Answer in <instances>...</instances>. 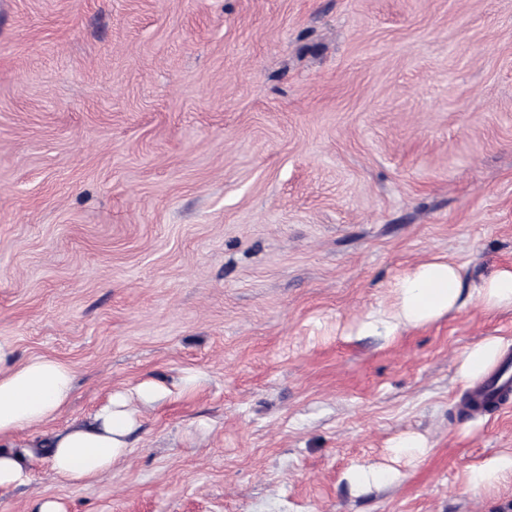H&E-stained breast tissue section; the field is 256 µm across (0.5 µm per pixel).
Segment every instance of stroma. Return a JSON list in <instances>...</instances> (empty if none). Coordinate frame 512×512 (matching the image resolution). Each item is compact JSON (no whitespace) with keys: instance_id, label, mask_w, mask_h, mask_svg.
Masks as SVG:
<instances>
[{"instance_id":"1","label":"stroma","mask_w":512,"mask_h":512,"mask_svg":"<svg viewBox=\"0 0 512 512\" xmlns=\"http://www.w3.org/2000/svg\"><path fill=\"white\" fill-rule=\"evenodd\" d=\"M435 256L512 267V0H0V341L75 374L14 441L170 391L110 471L36 459L0 512H512L464 484L512 397L462 413L458 375L512 310L352 334ZM392 448L396 459L405 457L408 460H416L425 456L431 447L421 435L404 434L395 441ZM347 481L358 490L380 489L400 480V472L391 465H361L351 468Z\"/></svg>"}]
</instances>
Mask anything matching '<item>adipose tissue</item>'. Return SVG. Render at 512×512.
Returning a JSON list of instances; mask_svg holds the SVG:
<instances>
[{"mask_svg": "<svg viewBox=\"0 0 512 512\" xmlns=\"http://www.w3.org/2000/svg\"><path fill=\"white\" fill-rule=\"evenodd\" d=\"M467 305L488 312L512 309V269L498 270L469 285L457 264L440 257L428 259L395 281L393 305L368 312L357 333L393 339ZM503 351L502 338H484L462 354L460 377L473 380L484 376L500 362ZM12 356L11 345L0 342V489L28 484L32 476L30 451L5 448V441L54 420L69 403L74 382L72 370L59 360L35 357L17 365ZM167 394V389L156 383L112 394L91 423L73 425L51 442L46 455L54 475L65 481H91L109 471L126 455L138 427L134 402L151 405ZM509 476L512 453L497 454L469 467L465 483L473 490L490 489Z\"/></svg>", "mask_w": 512, "mask_h": 512, "instance_id": "adipose-tissue-1", "label": "adipose tissue"}]
</instances>
